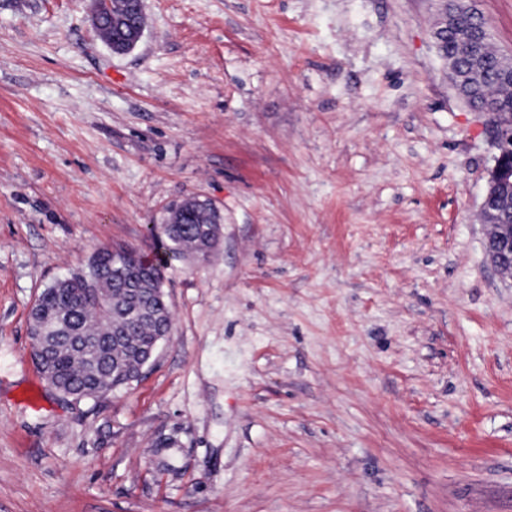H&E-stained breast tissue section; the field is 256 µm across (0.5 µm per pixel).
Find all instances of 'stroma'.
Segmentation results:
<instances>
[{
	"label": "stroma",
	"mask_w": 512,
	"mask_h": 512,
	"mask_svg": "<svg viewBox=\"0 0 512 512\" xmlns=\"http://www.w3.org/2000/svg\"><path fill=\"white\" fill-rule=\"evenodd\" d=\"M512 54V0H474ZM113 54L90 0H0V512H512V282L484 250L494 148L435 0H145ZM163 271L132 385L64 399L30 355L44 288Z\"/></svg>",
	"instance_id": "obj_1"
}]
</instances>
